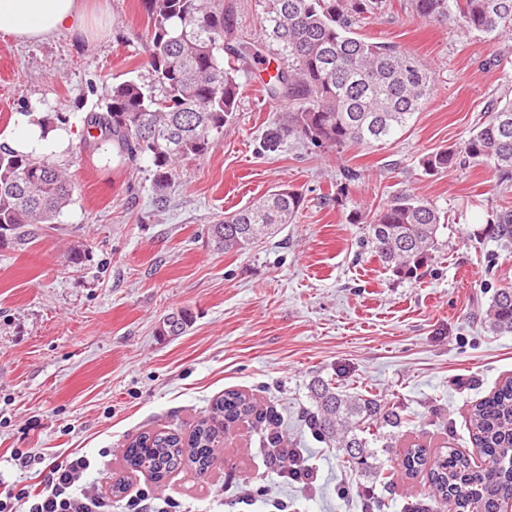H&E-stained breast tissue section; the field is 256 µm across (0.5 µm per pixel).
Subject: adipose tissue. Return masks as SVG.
<instances>
[{
    "label": "adipose tissue",
    "mask_w": 512,
    "mask_h": 512,
    "mask_svg": "<svg viewBox=\"0 0 512 512\" xmlns=\"http://www.w3.org/2000/svg\"><path fill=\"white\" fill-rule=\"evenodd\" d=\"M0 32L18 42L45 40L57 34H88L89 15L83 0H0ZM45 110L33 104L15 117L0 145L36 157L64 153L73 136L69 125L47 127Z\"/></svg>",
    "instance_id": "ef3b65f1"
}]
</instances>
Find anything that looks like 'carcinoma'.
I'll list each match as a JSON object with an SVG mask.
<instances>
[{
    "label": "carcinoma",
    "mask_w": 512,
    "mask_h": 512,
    "mask_svg": "<svg viewBox=\"0 0 512 512\" xmlns=\"http://www.w3.org/2000/svg\"><path fill=\"white\" fill-rule=\"evenodd\" d=\"M405 8L430 23L454 24L463 32L493 38L512 35V0H406ZM148 16V75L112 84L100 112L85 117L87 132L130 161L148 159L153 188L163 202L174 185L176 161L201 158L224 133L237 111L239 77L261 55L241 38L236 0H144ZM391 8L390 0H263L266 48L275 56V74L266 91L294 105L287 122L267 139L276 148L294 136L315 147L381 146L396 139L433 95L435 80L421 59L390 42H369L357 30ZM208 20L204 29L201 19ZM491 116L455 148L422 157L427 174L466 162L491 167L500 183L512 180V99L496 104ZM362 173L347 168L336 185V199L348 196ZM76 186L66 172L39 157L0 146V240L25 239L29 228L54 224L73 201ZM302 194L288 184L265 199L224 217L211 226L221 250L241 251L261 235L292 223ZM366 225V247L399 278H414L438 248L441 215L428 199L399 195L365 213H350ZM485 234L501 247H512V207L502 206L486 224ZM193 321L182 309L169 314L162 332L180 336ZM484 323L493 333L512 334V286L495 290ZM315 410L306 415L311 430L341 452L345 464L373 479L378 477L366 433L373 427H398L403 415L395 404L374 394L347 392L330 381L310 386ZM263 419L246 395L228 390L217 397L207 417L188 438L167 430L138 435L124 450L133 471L149 461V477L158 483L185 464L204 475L216 459L224 428L239 420ZM470 425L481 463L450 451L438 461L427 449L410 448L402 461L407 475L426 473L428 500L407 512H434L433 502L453 505L454 512H499L512 495V471L502 466L512 448V378L491 396L472 406Z\"/></svg>",
    "instance_id": "1"
}]
</instances>
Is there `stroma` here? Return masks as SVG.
Segmentation results:
<instances>
[{"instance_id": "obj_1", "label": "stroma", "mask_w": 512, "mask_h": 512, "mask_svg": "<svg viewBox=\"0 0 512 512\" xmlns=\"http://www.w3.org/2000/svg\"><path fill=\"white\" fill-rule=\"evenodd\" d=\"M391 2L363 38L400 45L435 78L432 98L395 142L336 151L288 137L264 148L291 104L267 97L257 64L240 79L223 135L205 157L179 163L163 204L149 160L95 149L84 126L114 78L147 73L142 0H89L105 19L87 38L21 45L0 34V133L19 109L46 103L74 133L55 163L77 187L58 224L26 242L0 241V493L79 453L93 463L80 487L111 498L112 512H126L147 487L185 512H255L245 499L254 485L295 512H363L367 489L381 512H405L428 488L426 476L406 478V448L473 453L470 405L512 377V334L483 326L495 289L512 284V249L473 232L512 203V186H499L484 164L429 176L419 160L461 143L487 106L512 96V38L465 36ZM346 167L364 177L339 201ZM283 183L303 195L294 223L245 251L214 248L211 224ZM402 190L447 218L417 279L385 270L361 244L363 225L349 220L354 208ZM74 249L83 254L77 264L68 260ZM180 308L194 314L189 331L162 335L163 318ZM318 377L377 394L407 416L378 451L377 479L345 469L304 421ZM228 389L274 409L277 422L231 424L208 480L186 465L154 485L125 467L124 447L137 435L189 436ZM272 432L315 465L312 492L269 474L263 448ZM16 448L30 450L28 467L12 460ZM120 478L126 492L111 497Z\"/></svg>"}]
</instances>
